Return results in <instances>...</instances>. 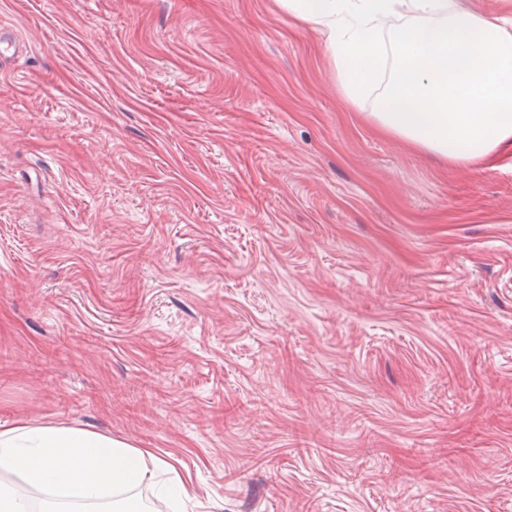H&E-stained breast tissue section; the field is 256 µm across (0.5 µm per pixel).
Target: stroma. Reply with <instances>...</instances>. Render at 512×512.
Listing matches in <instances>:
<instances>
[{
	"label": "stroma",
	"mask_w": 512,
	"mask_h": 512,
	"mask_svg": "<svg viewBox=\"0 0 512 512\" xmlns=\"http://www.w3.org/2000/svg\"><path fill=\"white\" fill-rule=\"evenodd\" d=\"M0 430L187 512H512V144L374 131L277 0H0ZM164 465L149 448L90 430L27 423L0 430V471L69 502L112 496L113 512L147 511L135 497L118 493L151 483Z\"/></svg>",
	"instance_id": "35a3bbf8"
}]
</instances>
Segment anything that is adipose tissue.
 Wrapping results in <instances>:
<instances>
[{"instance_id":"adipose-tissue-1","label":"adipose tissue","mask_w":512,"mask_h":512,"mask_svg":"<svg viewBox=\"0 0 512 512\" xmlns=\"http://www.w3.org/2000/svg\"><path fill=\"white\" fill-rule=\"evenodd\" d=\"M321 30L345 98L357 102L393 74L367 115L454 165L484 159L512 139V29L456 0H278ZM164 466L148 448L99 433L18 423L0 430V471L51 494L36 512H60L56 499H111L112 512H144L128 491Z\"/></svg>"}]
</instances>
